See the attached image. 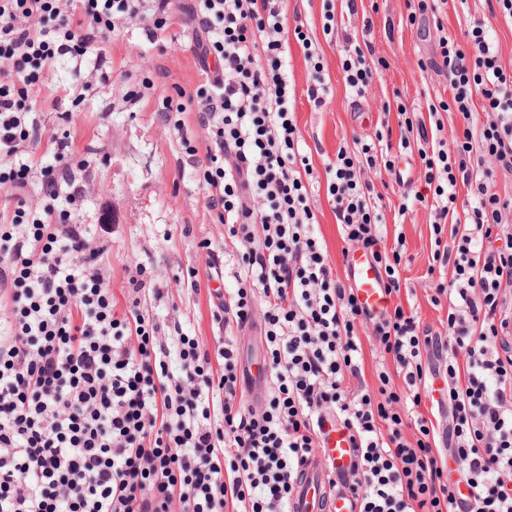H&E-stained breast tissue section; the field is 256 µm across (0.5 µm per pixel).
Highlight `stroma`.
Masks as SVG:
<instances>
[{
	"label": "stroma",
	"mask_w": 512,
	"mask_h": 512,
	"mask_svg": "<svg viewBox=\"0 0 512 512\" xmlns=\"http://www.w3.org/2000/svg\"><path fill=\"white\" fill-rule=\"evenodd\" d=\"M358 9L373 21L369 40L385 68L374 73L365 98H352L342 70V35L325 38L322 0H288V13L299 14L323 58L329 87L327 103L314 109L306 97L309 76L303 52L288 45V72L296 91V118L314 154L311 200L318 218V234L325 241L338 277H345V244L326 199L325 158L352 132L373 134L385 119L386 104L401 101L408 109L427 113L429 105L445 95L446 80L432 70H420L432 57L440 33L463 37L470 22L487 11L485 0H448L442 12L443 31L422 37L419 24L410 22L406 0H357ZM190 29L170 28L158 42L132 23L104 48L99 59L100 80L79 102L63 97L60 88L76 86L81 78L74 64L59 59L43 87L30 121L69 133L75 159L94 157L84 178L93 192L72 212V221L86 225L95 242L104 243L99 259L116 312L128 306L129 267L143 263L153 268L162 299L146 297L143 306L156 319H179L184 333L198 337L216 351L220 332L212 322L214 301L207 289L192 291L185 283L189 270L204 273L211 257L224 255V226L204 207L195 174L175 137L165 129L158 111L159 99L190 88L198 79L191 50ZM396 173L371 171L378 210L387 226L397 227L406 238L412 260L403 270L411 290L409 302L424 323L438 325L444 314L434 307L426 275L430 255L429 211L413 206L399 215L405 187L427 193L417 154L403 151ZM209 249H201V241Z\"/></svg>",
	"instance_id": "stroma-1"
}]
</instances>
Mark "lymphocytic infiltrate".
<instances>
[{
  "label": "lymphocytic infiltrate",
  "mask_w": 512,
  "mask_h": 512,
  "mask_svg": "<svg viewBox=\"0 0 512 512\" xmlns=\"http://www.w3.org/2000/svg\"><path fill=\"white\" fill-rule=\"evenodd\" d=\"M285 8L0 0V187L15 203L11 215L0 212V512H288L302 467L335 423L350 433L346 485L358 512H512V197L495 183L512 177V71L492 44L493 19H473L462 42L441 36L427 59L449 101L424 117L398 108V148L416 149L434 188L432 199L413 200L434 211L430 301L447 309L438 331L399 305L371 312L334 274L310 203L313 163L295 119L289 40L310 65L308 101L324 106L328 88L303 23L285 29ZM133 21L153 37L195 24L198 82L163 97L160 110L238 262L235 291H210L223 333L213 354L179 321L161 324L144 309L145 294H162L145 264L129 270L130 306L116 312L98 265L104 249L69 212L89 189L90 162L74 160L69 133L27 118L60 58L84 66L80 88L93 90L90 59ZM344 53L346 84L364 97L367 54L350 36ZM448 111L462 123L449 148L433 150ZM183 112L195 113L205 147L188 138ZM45 141L52 163L19 162ZM379 165L395 168L383 133L353 137L326 161V190L343 241L370 252L392 296L408 256L400 243L380 247L387 228L366 177ZM460 185L472 204L452 225ZM255 324L271 383L258 408L241 396L238 338ZM362 326L393 364L373 389ZM427 398L447 408L445 429L423 416Z\"/></svg>",
  "instance_id": "f902f5d3"
}]
</instances>
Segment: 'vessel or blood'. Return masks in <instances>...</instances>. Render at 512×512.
<instances>
[{
  "mask_svg": "<svg viewBox=\"0 0 512 512\" xmlns=\"http://www.w3.org/2000/svg\"><path fill=\"white\" fill-rule=\"evenodd\" d=\"M346 264L350 283L361 303L378 312L386 306L381 277L370 257L361 250L349 252ZM354 463L349 433L336 428L325 444L322 457L303 469L289 504V512H357L352 494L344 482Z\"/></svg>",
  "mask_w": 512,
  "mask_h": 512,
  "instance_id": "b4317fda",
  "label": "vessel or blood"
}]
</instances>
